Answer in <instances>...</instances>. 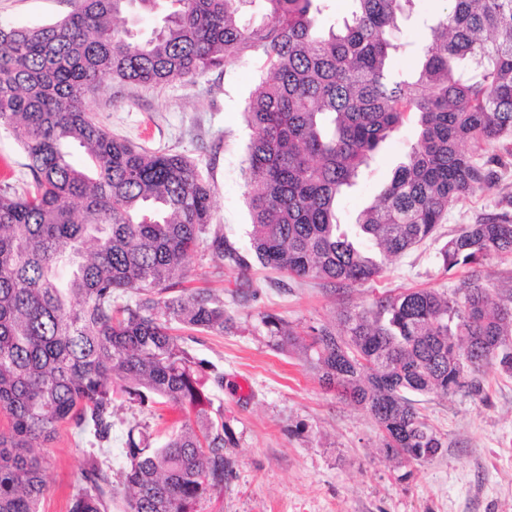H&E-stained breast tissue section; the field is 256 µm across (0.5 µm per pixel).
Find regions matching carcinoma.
<instances>
[{
    "mask_svg": "<svg viewBox=\"0 0 512 512\" xmlns=\"http://www.w3.org/2000/svg\"><path fill=\"white\" fill-rule=\"evenodd\" d=\"M326 2L169 0L163 24L138 40L121 16L156 0H76L51 23L0 24V128L27 176L20 192L0 189V512H39L47 461L33 449L62 427L104 447L119 397L189 418L157 448L130 426L120 486L90 457L69 512H109L118 497L123 512H196L224 490V413L207 410L224 373L177 334L236 328L212 291H176L201 243L236 267L251 256L362 285L434 239L452 203L512 169L511 152L487 150L512 134V0H448L406 68L394 63L395 34L415 0H349L325 31ZM246 56L263 60L244 106L247 256L212 229L215 188L197 161L117 137L85 108L106 75L191 82ZM410 114L413 141L354 223H341V201ZM499 205L438 248L443 271L468 270L450 292L384 294L341 311L337 328L263 316L273 347L301 354L326 390L371 415L388 457L420 463L447 447L413 395L480 396L493 362L512 374V291L493 293L481 275L490 257L512 258V196Z\"/></svg>",
    "mask_w": 512,
    "mask_h": 512,
    "instance_id": "cac0c4a2",
    "label": "carcinoma"
}]
</instances>
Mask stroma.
<instances>
[{
  "mask_svg": "<svg viewBox=\"0 0 512 512\" xmlns=\"http://www.w3.org/2000/svg\"><path fill=\"white\" fill-rule=\"evenodd\" d=\"M73 7V0H0V22H52ZM261 67L260 59L246 57L226 72L157 87L120 85L106 77L88 104L94 119L112 134L198 160L216 187L217 221L225 237L242 249L249 246V224L240 161L250 136L243 108ZM412 136L407 126L385 144L372 164V182L343 202L342 223H352L372 201L377 184L388 177ZM509 193L512 179L454 203L441 235L475 223ZM435 254V246H420L389 263L376 282L343 290L256 263L243 270L205 246L188 257L185 288L219 294L237 323L234 332L222 336L196 333L186 339L191 354L224 373L213 403L224 408L231 437L226 452L235 461L223 494L201 500L197 512H512L511 374L486 366L482 397H424L420 406L448 446L431 461L401 464L380 453L381 434L371 416L325 391L301 355L274 349L262 323L263 315L274 314L298 327L333 324L343 309L370 305L388 291L454 289L461 273L441 272ZM242 383L248 395H239ZM183 421L181 412L159 404L120 410L102 456L112 480L120 481L126 466L130 424H139L156 444ZM88 452L64 430L42 449L50 461L51 489L40 512H68Z\"/></svg>",
  "mask_w": 512,
  "mask_h": 512,
  "instance_id": "obj_1",
  "label": "stroma"
}]
</instances>
